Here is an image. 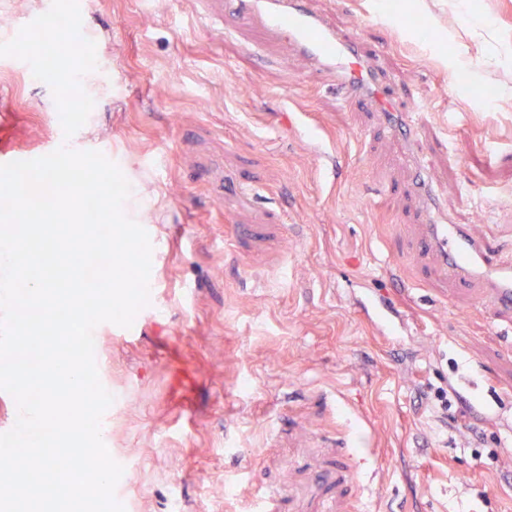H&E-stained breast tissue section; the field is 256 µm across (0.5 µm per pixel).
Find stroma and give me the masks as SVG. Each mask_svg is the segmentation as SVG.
Returning <instances> with one entry per match:
<instances>
[{"label":"stroma","mask_w":512,"mask_h":512,"mask_svg":"<svg viewBox=\"0 0 512 512\" xmlns=\"http://www.w3.org/2000/svg\"><path fill=\"white\" fill-rule=\"evenodd\" d=\"M41 2L0 0V147L111 151L125 215L163 248L135 338L93 331L125 512H171L174 498L180 512H244L253 483L304 486L317 453L288 442L313 419L359 440L354 512H512V325L420 252L412 174L377 113L264 31L209 29L199 0H84L95 58L80 75L88 118L69 130L66 37L5 48ZM375 2L309 6L362 28L395 112L426 106L416 146L441 214L512 249V0H394L382 26ZM294 112L317 121L321 149ZM238 224L261 231L228 238ZM367 295L399 311L397 335L378 334ZM451 383L461 414L447 423L419 395Z\"/></svg>","instance_id":"obj_1"}]
</instances>
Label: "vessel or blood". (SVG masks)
Instances as JSON below:
<instances>
[{"label": "vessel or blood", "mask_w": 512, "mask_h": 512, "mask_svg": "<svg viewBox=\"0 0 512 512\" xmlns=\"http://www.w3.org/2000/svg\"><path fill=\"white\" fill-rule=\"evenodd\" d=\"M226 9L240 24H260L294 46L321 74L331 76L345 102L370 106L383 104L382 80L364 47L359 29L339 30L308 7V0H225ZM83 0H43L39 14L30 16L19 33L27 39L40 37L45 19L68 17L70 37H77ZM388 131L403 143V158L414 172L413 196L424 225L422 245L435 252L441 266L458 281L480 284L485 309L496 313L512 309V258L495 252L467 224H438L432 191L425 180L424 157L414 147L416 128L411 114L386 112ZM357 466L351 455L325 457L305 490L294 487H261L256 512H276L287 503L290 512H347L348 495L356 485Z\"/></svg>", "instance_id": "obj_1"}]
</instances>
